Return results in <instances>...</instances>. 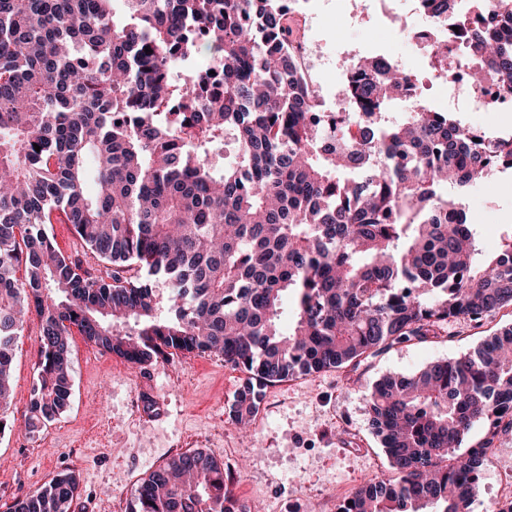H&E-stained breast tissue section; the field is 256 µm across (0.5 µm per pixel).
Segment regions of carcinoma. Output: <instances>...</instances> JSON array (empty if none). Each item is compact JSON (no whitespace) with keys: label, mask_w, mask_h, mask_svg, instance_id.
Listing matches in <instances>:
<instances>
[{"label":"carcinoma","mask_w":512,"mask_h":512,"mask_svg":"<svg viewBox=\"0 0 512 512\" xmlns=\"http://www.w3.org/2000/svg\"><path fill=\"white\" fill-rule=\"evenodd\" d=\"M416 3L424 25L412 38L433 71L452 57L477 85L512 91V39L489 18L512 22V0ZM295 36L282 0H0L3 429L31 311L33 435L68 406L75 331L140 367L223 358L245 374L230 411L245 428L269 386L512 306V230L483 255L463 204L512 169V135L465 127L419 95L405 102L422 77H380L375 55L346 68L329 120L296 72ZM51 224L72 225L105 270L64 255ZM368 412L387 473L337 512H465L475 449L512 431V327L383 376ZM78 489L60 473L8 512H70ZM128 512L239 506L224 462L194 448L142 479Z\"/></svg>","instance_id":"carcinoma-1"}]
</instances>
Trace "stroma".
<instances>
[{"label": "stroma", "instance_id": "1", "mask_svg": "<svg viewBox=\"0 0 512 512\" xmlns=\"http://www.w3.org/2000/svg\"><path fill=\"white\" fill-rule=\"evenodd\" d=\"M315 14L311 36L326 54L348 48L360 54L384 51L403 67L427 71L420 45L387 21L375 0H310ZM466 204L480 224L485 255L495 254L512 228V171L494 173L468 192ZM512 325V306L482 324L452 321L438 335L395 345L361 363L271 386L249 432L229 420L240 373L222 361L195 355L181 364L161 362L142 370L165 404L164 419L142 423L131 416L137 387L132 368L101 353L81 335L71 339L72 395L67 408L41 433L29 436L25 415L37 368L39 322L29 316L15 346L11 431L0 434V512L60 472H75L79 491L71 512H126L135 492L132 478H145L189 448L217 458L234 454L246 470L231 468L236 495L251 512H270V496L296 505V512H336L340 501L373 477L381 445L369 422L367 396L387 373L407 375L430 362L465 353L486 337Z\"/></svg>", "mask_w": 512, "mask_h": 512}]
</instances>
